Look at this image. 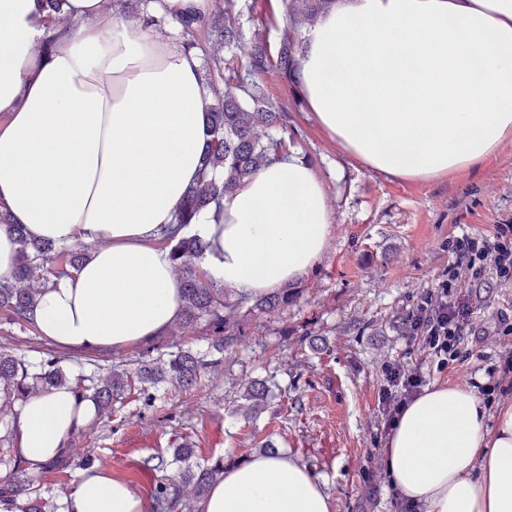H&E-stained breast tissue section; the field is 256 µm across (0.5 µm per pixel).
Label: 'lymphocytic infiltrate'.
Instances as JSON below:
<instances>
[{
    "label": "lymphocytic infiltrate",
    "instance_id": "obj_1",
    "mask_svg": "<svg viewBox=\"0 0 512 512\" xmlns=\"http://www.w3.org/2000/svg\"><path fill=\"white\" fill-rule=\"evenodd\" d=\"M448 276L436 288L424 291L406 312L403 324L412 347L437 370L453 369L471 356L469 338L477 329L473 313L485 301L484 289L512 288V224H498L487 234H464L450 246ZM499 363L486 372L479 392L486 403H512V350L501 353ZM379 420L392 431L404 407L426 384L421 365L390 361L382 366Z\"/></svg>",
    "mask_w": 512,
    "mask_h": 512
}]
</instances>
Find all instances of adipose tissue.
I'll return each mask as SVG.
<instances>
[{
	"mask_svg": "<svg viewBox=\"0 0 512 512\" xmlns=\"http://www.w3.org/2000/svg\"><path fill=\"white\" fill-rule=\"evenodd\" d=\"M73 25L49 55L37 0H0V205L29 237L94 249L45 290L34 321L77 353L165 335L181 288L156 238L205 146L199 57L142 17L69 0ZM293 80L319 126L368 168L431 181L512 140V0H342L302 31ZM213 283L263 295L301 279L331 236L321 181L289 153L225 196L195 227ZM12 453L30 473L95 416L67 384L15 407ZM391 487L424 512H512V406L495 432L465 384L424 389L384 449ZM201 512H333L322 483L283 453L227 465ZM62 512H147L127 483L80 474Z\"/></svg>",
	"mask_w": 512,
	"mask_h": 512,
	"instance_id": "adipose-tissue-1",
	"label": "adipose tissue"
}]
</instances>
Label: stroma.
<instances>
[{"mask_svg":"<svg viewBox=\"0 0 512 512\" xmlns=\"http://www.w3.org/2000/svg\"><path fill=\"white\" fill-rule=\"evenodd\" d=\"M259 84L287 112L294 150L324 186L332 224L326 252L300 279L296 301L250 319L218 371L185 390L158 384L151 408L127 397L73 437L71 454L102 459L105 471L147 500L158 475L146 460L183 440L193 442L196 461L231 464L257 455L255 440L267 439L320 479L333 512H393L388 479L371 463L388 439L377 428L381 365L419 361L402 317L445 278L449 240L512 224V140L480 166L431 182L401 180L346 157L276 72ZM508 348L512 335L479 343L468 364L428 372L427 383H483ZM270 376L279 388L268 408L246 418L243 384Z\"/></svg>","mask_w":512,"mask_h":512,"instance_id":"1","label":"stroma"}]
</instances>
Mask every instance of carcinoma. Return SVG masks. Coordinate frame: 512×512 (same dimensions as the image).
<instances>
[{
  "mask_svg": "<svg viewBox=\"0 0 512 512\" xmlns=\"http://www.w3.org/2000/svg\"><path fill=\"white\" fill-rule=\"evenodd\" d=\"M285 5L280 20L271 27L283 30L276 52L267 42L256 39L247 52L246 62L238 59L236 50L244 38V24L252 21L249 0H224V10L213 16H185L179 19L186 49L200 47L195 32L203 28L207 40L224 47V57H214L209 69L224 77V90L214 93V101L205 108L207 143L200 161L199 174L190 185L173 215V225L163 230L158 243L169 249L180 276L182 313L178 327L186 332L200 328L211 337L212 346L224 350V344L243 334L247 320L254 313L271 314L288 306L297 297V289L259 296L234 298V292L205 277L200 262L207 243L190 227L201 216L222 206L225 196L232 194L247 179L270 162L288 155V113L275 108L258 95L256 79L276 70L286 80L298 69L303 53L300 31L317 16L336 6L338 0H282ZM15 235L17 257L11 278H0V324H34L33 311L43 290L57 285L80 269L92 251L87 243L58 244L30 238L24 228L13 222L8 209H0V227ZM218 364L205 360L190 349L148 357L137 362L133 370L113 365L103 377L92 372L71 377L62 365V357L47 352L37 362H29L0 350V415L29 395L77 382L78 391L95 400L98 415L112 412L113 406L130 393H137L142 405L149 408L156 397L154 385L170 381L182 387L192 385L200 372ZM270 388L265 380H252L243 392L247 412L261 413L267 406ZM8 437L0 439V466L15 475L12 482L0 488V495L19 496L27 491L33 478L19 477V467L7 446ZM194 449L184 444L173 449V461L185 464L181 483L189 485L195 496L207 495L211 485L224 474V458L191 465ZM96 458L87 456L74 461L65 452L42 465V471H67L75 466L88 467ZM175 486L159 482L152 497L155 505L172 507Z\"/></svg>",
  "mask_w": 512,
  "mask_h": 512,
  "instance_id": "cac0c4a2",
  "label": "carcinoma"
}]
</instances>
